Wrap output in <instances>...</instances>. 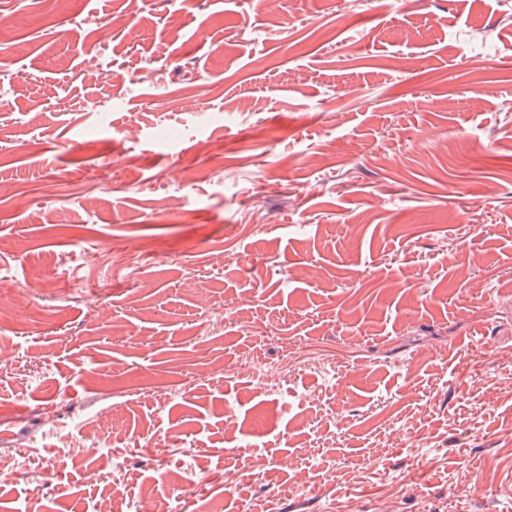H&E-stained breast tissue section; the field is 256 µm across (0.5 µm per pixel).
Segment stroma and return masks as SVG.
Returning <instances> with one entry per match:
<instances>
[{
    "label": "stroma",
    "mask_w": 512,
    "mask_h": 512,
    "mask_svg": "<svg viewBox=\"0 0 512 512\" xmlns=\"http://www.w3.org/2000/svg\"><path fill=\"white\" fill-rule=\"evenodd\" d=\"M1 22L0 512H512V0Z\"/></svg>",
    "instance_id": "35a3bbf8"
}]
</instances>
